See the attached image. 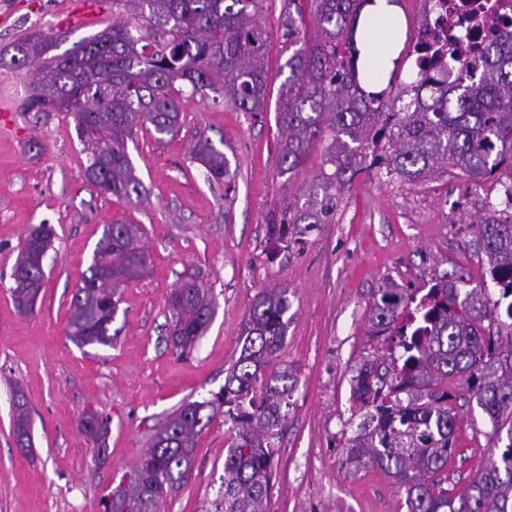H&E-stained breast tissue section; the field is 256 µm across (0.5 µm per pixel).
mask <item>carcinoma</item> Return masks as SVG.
I'll return each mask as SVG.
<instances>
[{"mask_svg":"<svg viewBox=\"0 0 512 512\" xmlns=\"http://www.w3.org/2000/svg\"><path fill=\"white\" fill-rule=\"evenodd\" d=\"M263 0H112V14L128 12L131 22L112 21L92 38L61 56L35 66L51 42L30 34L11 44L10 64L31 75L26 112L74 116L78 138L89 153L85 177L117 197L141 196L143 185L127 153L140 128L175 136L179 102L210 91L243 112L267 111L266 39L257 16ZM318 39L300 45L295 14L299 0H286L285 67L280 97L281 126L287 138L280 157L291 172L311 145L326 141L334 170L309 186L311 206L283 214L267 225L269 242L279 244L321 224L336 185L348 173L384 171L408 180L458 167L472 181L512 168V31L483 51L479 80L460 71L452 81L433 74L440 51L410 38L409 52L423 57L415 80L405 87L409 100L388 107L387 91L364 92L357 80L359 13L371 0H308ZM193 157L216 182L230 178L224 140L200 134ZM477 242L499 298L438 280L421 297L382 288L374 296L372 321L400 349L392 376L372 366L354 379L352 398L364 411L358 432L347 443L350 462L375 463L404 487L409 512H512V367L495 380L481 374L502 347L501 330H512V194L506 205L476 225ZM54 230L29 228L13 266L10 287L15 306L28 312L45 284L44 263ZM139 228L115 221L105 227L88 273L70 304L65 331L80 347L112 345L110 314L116 312L120 283L138 278L146 256ZM288 291L268 288L252 302L239 357L226 369L215 400L181 405L156 432L130 476V488L114 492L105 512H157L168 490L188 478L197 437L219 409L231 424L224 457V494L204 512H269L273 441L279 437L293 376L271 368L288 329ZM213 314L209 288L190 276L171 296V339L184 355L206 331ZM494 319L498 332L486 330ZM466 388H448V379ZM477 399L491 426L492 449L481 476L454 507L448 488V461L456 451V404ZM16 446L32 447L27 399L13 392ZM82 432L104 452L107 421L83 415ZM508 443H501L502 431Z\"/></svg>","mask_w":512,"mask_h":512,"instance_id":"1","label":"carcinoma"}]
</instances>
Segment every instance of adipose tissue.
Masks as SVG:
<instances>
[{
    "label": "adipose tissue",
    "mask_w": 512,
    "mask_h": 512,
    "mask_svg": "<svg viewBox=\"0 0 512 512\" xmlns=\"http://www.w3.org/2000/svg\"><path fill=\"white\" fill-rule=\"evenodd\" d=\"M403 10L396 0H370L362 8L356 41L360 50L358 79L368 92L385 89L402 49Z\"/></svg>",
    "instance_id": "1"
}]
</instances>
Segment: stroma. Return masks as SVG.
I'll list each match as a JSON object with an SVG mask.
<instances>
[{"label": "stroma", "mask_w": 512, "mask_h": 512, "mask_svg": "<svg viewBox=\"0 0 512 512\" xmlns=\"http://www.w3.org/2000/svg\"><path fill=\"white\" fill-rule=\"evenodd\" d=\"M0 0V49L39 33L61 55L112 24V0ZM284 0H263L267 112L252 115L223 99L184 95L181 127L161 137L134 132L128 154L145 191L128 200L85 178L86 155L72 116L36 119L20 109L27 70L0 66V512H103L158 428L183 403L213 399L240 340L255 296L288 290V333L276 361L295 387L275 441L270 512H408L386 471L353 467L345 444L361 421L352 379L367 362L390 358L391 343L372 324L381 288L421 295L441 277L465 276L497 299L473 248L474 227L501 198L512 170L474 184L451 168L409 181L364 172L336 189L326 223L272 249L267 226L307 200L325 160L324 144L285 173L279 98L288 77ZM224 140L231 177L209 181L193 159L199 134ZM139 225L148 274L122 284L111 345L78 347L64 326L69 305L105 225ZM54 227L46 283L34 311L18 312L11 269L31 225ZM210 288L214 316L195 348L179 355L166 341L169 299L186 274ZM26 394L33 447L12 433L13 390ZM88 412L108 419L105 455L78 428ZM457 451L448 485L465 494L488 458L491 425L475 399L456 409ZM230 433L216 414L199 435L192 472L160 501L159 512H202L224 490Z\"/></svg>", "instance_id": "1"}]
</instances>
